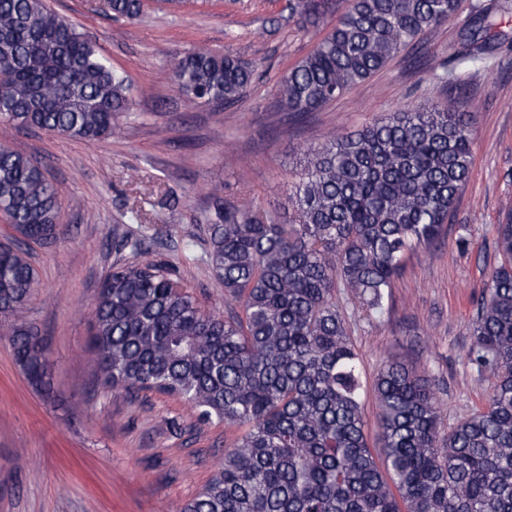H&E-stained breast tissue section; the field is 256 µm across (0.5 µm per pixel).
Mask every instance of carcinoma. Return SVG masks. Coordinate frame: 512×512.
<instances>
[{
	"label": "carcinoma",
	"mask_w": 512,
	"mask_h": 512,
	"mask_svg": "<svg viewBox=\"0 0 512 512\" xmlns=\"http://www.w3.org/2000/svg\"><path fill=\"white\" fill-rule=\"evenodd\" d=\"M143 0H108L99 14L138 18ZM288 24L327 26L275 85L278 108L304 116L384 70L415 66L426 37L454 22L440 87L462 85L469 63L494 58V19L512 0H288ZM255 66L231 53L180 56L174 77L193 103H236ZM127 77L45 0H0V122L98 143L121 125ZM474 116L407 103L306 147L292 213L240 208L215 193L201 221L225 311L204 308L176 268L149 257L152 237L116 234L89 351L102 384L152 391L240 434L181 512H512V207L495 225L499 257L476 301L468 358L491 379L482 408L442 432L432 378L386 356L365 388L342 303L369 321L390 314L407 252L436 246L469 180ZM60 197L44 167L0 143V327L32 386L44 389L47 345L21 313L38 286L29 245L58 237ZM378 410L369 446L364 395Z\"/></svg>",
	"instance_id": "cac0c4a2"
}]
</instances>
